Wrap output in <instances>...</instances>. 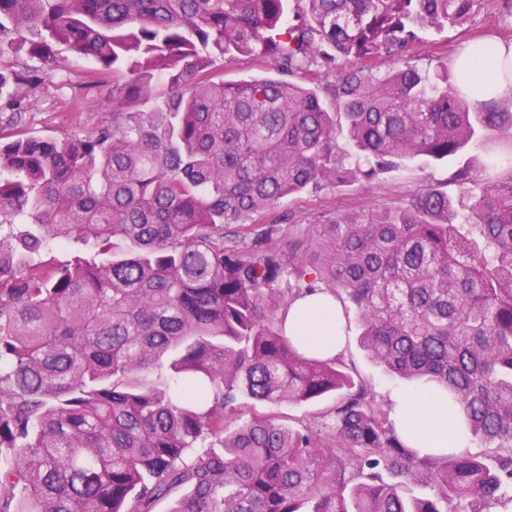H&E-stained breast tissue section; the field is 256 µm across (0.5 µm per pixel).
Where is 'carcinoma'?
<instances>
[{"instance_id": "cac0c4a2", "label": "carcinoma", "mask_w": 512, "mask_h": 512, "mask_svg": "<svg viewBox=\"0 0 512 512\" xmlns=\"http://www.w3.org/2000/svg\"><path fill=\"white\" fill-rule=\"evenodd\" d=\"M477 2L0 0V98L36 81L7 60L60 44L99 79L128 76L113 98L154 101L83 138L0 144V512H154L175 495L172 512H494L512 489V173L478 183L469 161L448 180L466 195L429 186L286 253L280 225L256 222L492 132L512 145V109L472 103L446 64L344 71L331 108L292 80L399 53ZM269 54L278 78L214 73ZM54 243L72 258L35 261ZM317 292L354 308L376 363L458 402L489 451L419 454L342 356L301 349L285 314ZM329 394L320 429L226 414Z\"/></svg>"}]
</instances>
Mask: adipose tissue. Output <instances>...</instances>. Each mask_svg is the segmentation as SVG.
<instances>
[{
    "mask_svg": "<svg viewBox=\"0 0 512 512\" xmlns=\"http://www.w3.org/2000/svg\"><path fill=\"white\" fill-rule=\"evenodd\" d=\"M489 65H481L479 48L469 45L453 56L462 89L473 80L484 83L482 100H512V38H498ZM286 331L301 344L318 347L322 356L341 353L346 343L345 320L340 303L326 294L296 301L286 318ZM464 415L458 403L447 395L431 392H403L397 398L396 419L412 447L424 454L465 451L467 439L462 426Z\"/></svg>",
    "mask_w": 512,
    "mask_h": 512,
    "instance_id": "1",
    "label": "adipose tissue"
}]
</instances>
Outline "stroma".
<instances>
[{"label": "stroma", "mask_w": 512, "mask_h": 512, "mask_svg": "<svg viewBox=\"0 0 512 512\" xmlns=\"http://www.w3.org/2000/svg\"><path fill=\"white\" fill-rule=\"evenodd\" d=\"M495 35L512 37V15L504 9L502 0H482L463 26L441 32H419L417 40L404 51L365 59L358 66L378 76L406 61L420 69L432 70L451 63L454 51L462 44ZM13 65L18 69L39 70L43 80L33 88L25 85L18 88L17 97L23 108L17 113L0 110V132L58 139L83 137L111 124L113 113L139 108L138 102L132 100H114L111 83H100L93 77V63L71 59L66 49H59L58 62L52 67L24 54L14 58ZM456 167L453 161L428 166L411 161L370 183L355 181L318 192L306 190L286 199L277 210L265 214L262 221L280 224L282 240L286 243L306 235L314 224H332L344 219L355 224L375 223L401 211L428 185L446 183ZM359 333L358 321H351L343 359L368 384L381 406L393 408L397 394L405 390L406 384L384 372L368 357L360 345Z\"/></svg>", "instance_id": "35a3bbf8"}]
</instances>
